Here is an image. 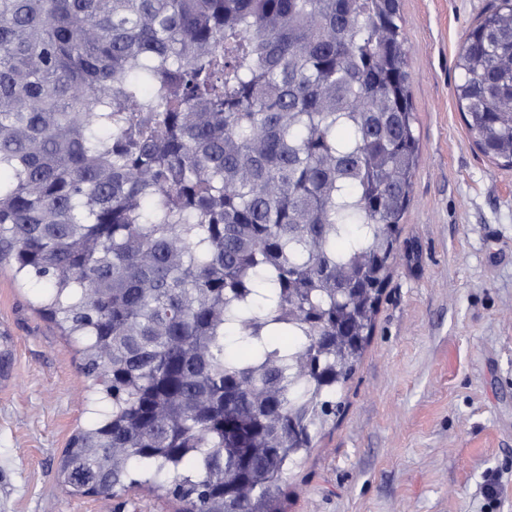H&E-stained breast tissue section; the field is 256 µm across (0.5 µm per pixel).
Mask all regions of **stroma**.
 <instances>
[{"instance_id":"obj_1","label":"stroma","mask_w":512,"mask_h":512,"mask_svg":"<svg viewBox=\"0 0 512 512\" xmlns=\"http://www.w3.org/2000/svg\"><path fill=\"white\" fill-rule=\"evenodd\" d=\"M492 2L401 0L412 203L344 411L289 472L286 512H512V167L481 152L455 95L462 40ZM47 288L0 270V512H182L144 487L59 483L94 396L78 345L38 311Z\"/></svg>"}]
</instances>
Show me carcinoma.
<instances>
[{"label": "carcinoma", "instance_id": "obj_1", "mask_svg": "<svg viewBox=\"0 0 512 512\" xmlns=\"http://www.w3.org/2000/svg\"><path fill=\"white\" fill-rule=\"evenodd\" d=\"M407 57L400 0H0V269L52 285L104 407L71 493L284 512L411 202ZM458 67L512 167V0Z\"/></svg>", "mask_w": 512, "mask_h": 512}]
</instances>
